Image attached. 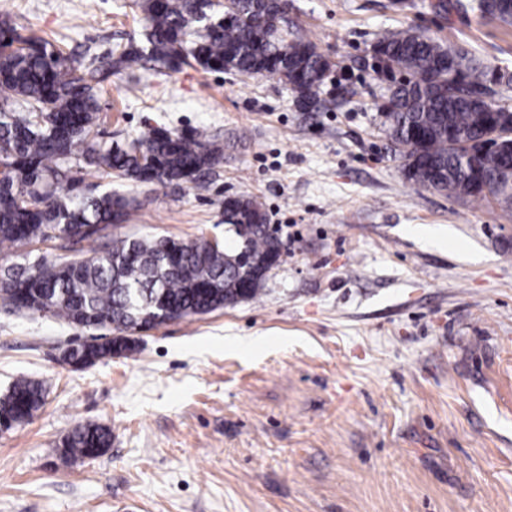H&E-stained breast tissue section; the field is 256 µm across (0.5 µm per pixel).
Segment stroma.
<instances>
[{
    "instance_id": "obj_1",
    "label": "stroma",
    "mask_w": 512,
    "mask_h": 512,
    "mask_svg": "<svg viewBox=\"0 0 512 512\" xmlns=\"http://www.w3.org/2000/svg\"><path fill=\"white\" fill-rule=\"evenodd\" d=\"M132 2L0 0V19L103 67L141 36ZM410 2L290 0L334 64L317 112L277 78L189 66L96 85L104 142L202 126L224 148L204 190L74 169L82 190L134 198L111 235L227 243L224 200L249 195L286 253L258 299L82 369L59 355L87 329L0 305V395L21 376L46 387L0 432V512H512V206L407 181L369 53L420 25L512 71V26ZM80 423L112 444L62 466Z\"/></svg>"
}]
</instances>
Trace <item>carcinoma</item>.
I'll return each instance as SVG.
<instances>
[{"label":"carcinoma","mask_w":512,"mask_h":512,"mask_svg":"<svg viewBox=\"0 0 512 512\" xmlns=\"http://www.w3.org/2000/svg\"><path fill=\"white\" fill-rule=\"evenodd\" d=\"M138 0L146 20L139 43L111 52L116 72L176 69L190 62L206 72L247 78L273 76L288 84L304 111L322 105V86L333 63L288 19V0ZM483 19L512 25V0H470ZM384 69L399 74L383 106L387 134L413 184L463 198H503L499 177L512 172V105L502 93L512 75L468 50L445 46L425 29L383 31L372 45ZM101 70L77 73L70 56L44 37H25L0 21V246L38 240L80 245L60 262L41 258L27 269L9 268L0 290L13 308L37 314L34 293L49 300L50 316L84 328L153 329L204 315L238 296L239 255L265 258L281 244L269 231L262 204L249 196L224 199V223L234 245L204 238H114L102 242L98 227L122 224L133 201L116 190L82 195L73 166L143 184L206 187L224 160V147L205 129L150 127L125 145L98 139L94 84ZM136 352L131 343L77 344L75 361L93 364ZM44 402L41 382L18 379L0 397V417L27 422ZM112 433L79 424L57 457L67 465L100 455Z\"/></svg>","instance_id":"1"}]
</instances>
